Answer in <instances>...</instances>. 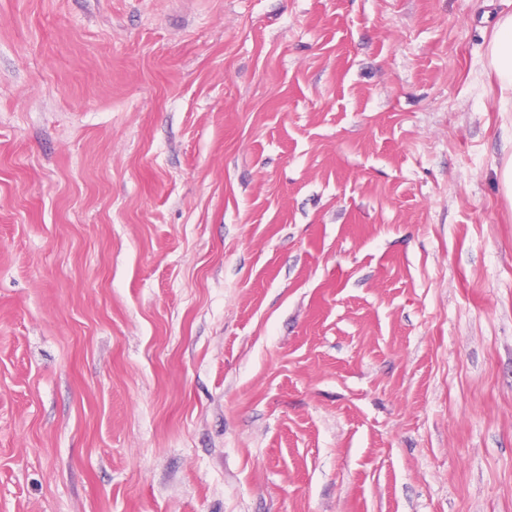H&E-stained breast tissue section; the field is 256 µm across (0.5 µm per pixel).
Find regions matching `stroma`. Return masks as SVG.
<instances>
[{
    "label": "stroma",
    "mask_w": 512,
    "mask_h": 512,
    "mask_svg": "<svg viewBox=\"0 0 512 512\" xmlns=\"http://www.w3.org/2000/svg\"><path fill=\"white\" fill-rule=\"evenodd\" d=\"M512 0H0V512H512ZM487 56L499 88L500 109L512 112V14L496 20Z\"/></svg>",
    "instance_id": "1"
}]
</instances>
